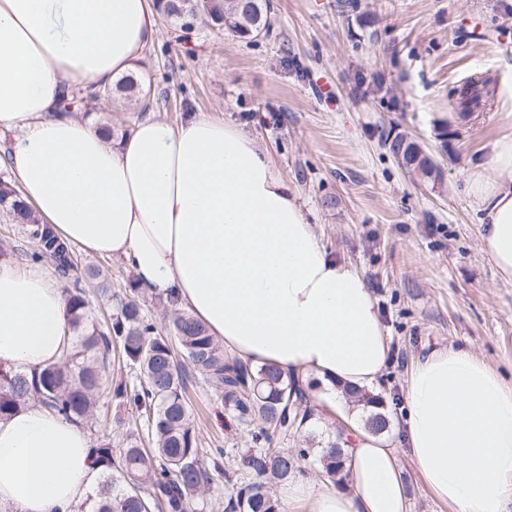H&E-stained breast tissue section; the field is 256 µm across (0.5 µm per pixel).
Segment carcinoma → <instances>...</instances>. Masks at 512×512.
<instances>
[{
    "label": "carcinoma",
    "mask_w": 512,
    "mask_h": 512,
    "mask_svg": "<svg viewBox=\"0 0 512 512\" xmlns=\"http://www.w3.org/2000/svg\"><path fill=\"white\" fill-rule=\"evenodd\" d=\"M165 20L187 21L209 15L243 38L269 28V0H156ZM0 209L26 226L37 244L34 260L50 262L62 279L75 269L73 246L19 200L16 188L0 181ZM71 327L77 333L73 353L60 365L23 374L0 364V418L32 401L75 421L89 423L99 403L114 401L146 416L147 437L131 432L121 444L103 433L92 441L104 479L92 499L91 512H204L222 502L224 512H281L272 486L302 471L308 448H274L305 428L313 413L306 382L289 378L274 367H253L224 350L200 322L184 313L172 317V335L160 334L140 304L141 293L129 283L125 293L107 296L112 307L103 327L90 319L85 291L66 292ZM119 351L134 372L131 382L112 384L110 356ZM199 376L246 428L250 446L235 473L251 476L247 483L220 500L211 469L202 460L201 440L192 422L185 367ZM344 396L363 406L364 425L374 433L389 430L383 399L361 389L345 388ZM319 458L322 472L337 485L346 483L343 448L330 445Z\"/></svg>",
    "instance_id": "carcinoma-1"
}]
</instances>
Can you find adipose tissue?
Listing matches in <instances>:
<instances>
[{"label": "adipose tissue", "instance_id": "obj_1", "mask_svg": "<svg viewBox=\"0 0 512 512\" xmlns=\"http://www.w3.org/2000/svg\"><path fill=\"white\" fill-rule=\"evenodd\" d=\"M156 37L153 0H0V132L21 199L69 243L119 260L143 294L174 298L226 350L327 388L375 386L389 341L364 277L337 262L296 188L238 124L149 117L113 139L66 108L136 73ZM484 251L512 280V134L469 176ZM74 337L51 271L0 257V363H61ZM405 443L448 512H512V386L473 351L418 358ZM348 489L299 476L289 512H407L401 443L350 423L337 433ZM85 429L30 403L0 419V512H81L101 479Z\"/></svg>", "mask_w": 512, "mask_h": 512}]
</instances>
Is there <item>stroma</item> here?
I'll list each match as a JSON object with an SVG mask.
<instances>
[{"label":"stroma","mask_w":512,"mask_h":512,"mask_svg":"<svg viewBox=\"0 0 512 512\" xmlns=\"http://www.w3.org/2000/svg\"><path fill=\"white\" fill-rule=\"evenodd\" d=\"M270 0L243 39L201 16L159 21L141 63L155 117L220 112L296 187L337 261L365 278L390 343L377 392L400 432L407 373L434 349H472L512 383V281L481 245L468 174L512 133V0ZM487 82L462 113L456 91ZM421 145L442 177L404 170L385 140ZM203 447L233 469L249 438L190 383ZM408 512H448L400 450Z\"/></svg>","instance_id":"35a3bbf8"}]
</instances>
